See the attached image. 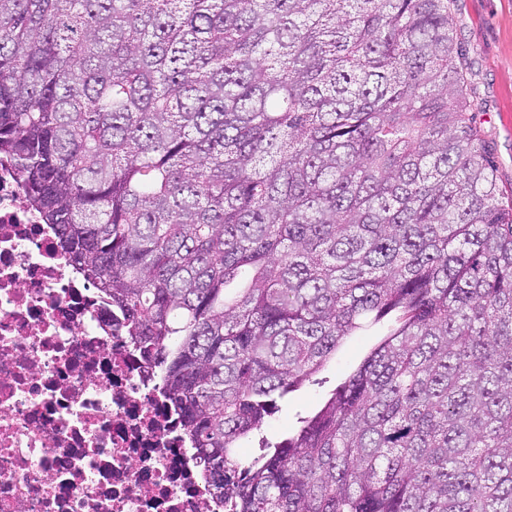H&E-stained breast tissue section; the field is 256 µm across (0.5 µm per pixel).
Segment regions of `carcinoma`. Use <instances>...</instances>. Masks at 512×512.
I'll return each mask as SVG.
<instances>
[{"mask_svg":"<svg viewBox=\"0 0 512 512\" xmlns=\"http://www.w3.org/2000/svg\"><path fill=\"white\" fill-rule=\"evenodd\" d=\"M460 56L448 0H0V154L224 512H512V204ZM388 331L387 323L368 325L353 336H347L322 370L312 381L288 399L279 403V411L269 421L268 436H280L292 428L298 415L317 411L331 391L355 371L364 358L382 340Z\"/></svg>","mask_w":512,"mask_h":512,"instance_id":"carcinoma-1","label":"carcinoma"}]
</instances>
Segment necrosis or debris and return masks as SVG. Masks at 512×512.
Masks as SVG:
<instances>
[{"label":"necrosis or debris","mask_w":512,"mask_h":512,"mask_svg":"<svg viewBox=\"0 0 512 512\" xmlns=\"http://www.w3.org/2000/svg\"><path fill=\"white\" fill-rule=\"evenodd\" d=\"M121 317L0 162V512H223Z\"/></svg>","instance_id":"necrosis-or-debris-1"}]
</instances>
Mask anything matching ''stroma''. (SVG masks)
Instances as JSON below:
<instances>
[{
    "label": "stroma",
    "instance_id": "stroma-1",
    "mask_svg": "<svg viewBox=\"0 0 512 512\" xmlns=\"http://www.w3.org/2000/svg\"><path fill=\"white\" fill-rule=\"evenodd\" d=\"M468 84L476 91L473 124L490 153L500 199L512 203V0H448ZM387 324L346 337L313 382L280 402L266 433L279 436L298 416L317 411L382 340Z\"/></svg>",
    "mask_w": 512,
    "mask_h": 512
}]
</instances>
